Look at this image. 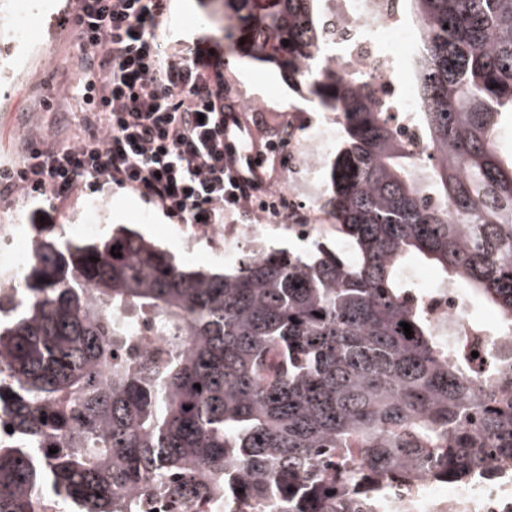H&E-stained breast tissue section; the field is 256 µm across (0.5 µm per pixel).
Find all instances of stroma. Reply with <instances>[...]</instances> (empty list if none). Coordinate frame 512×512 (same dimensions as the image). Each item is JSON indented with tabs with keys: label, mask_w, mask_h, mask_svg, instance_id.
<instances>
[{
	"label": "stroma",
	"mask_w": 512,
	"mask_h": 512,
	"mask_svg": "<svg viewBox=\"0 0 512 512\" xmlns=\"http://www.w3.org/2000/svg\"><path fill=\"white\" fill-rule=\"evenodd\" d=\"M78 0H0L7 22H20L27 31L32 53L24 70L14 62L20 51L0 40V168L17 165L35 144L71 145L79 129L84 104L81 81L94 52L82 49L71 19ZM201 0H167L166 19L158 29L160 43L175 40L186 46L216 49L224 55V82L235 96L254 104L244 113L257 141L276 136L287 126L290 106L306 105L305 88L291 85L287 75L268 64L239 54L233 29L227 23H203ZM98 204L97 236L120 226L141 233L161 248L183 257L176 220L153 203L119 188L74 196L65 208L37 206L21 191L0 200V226L22 224L27 229L45 225L78 240L91 204Z\"/></svg>",
	"instance_id": "1"
}]
</instances>
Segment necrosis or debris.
Returning <instances> with one entry per match:
<instances>
[{
  "mask_svg": "<svg viewBox=\"0 0 512 512\" xmlns=\"http://www.w3.org/2000/svg\"><path fill=\"white\" fill-rule=\"evenodd\" d=\"M322 40L318 61L334 64L337 74H352L367 85L376 104L389 103L394 125L415 163H423L430 150L417 112L424 105L416 94V69L424 55L423 31L409 20L403 0H326L321 12ZM342 135L338 116L313 119L296 112L288 119V139L275 152L286 168L289 190L288 222L282 232L305 242L320 240L323 227L315 212L325 185L321 173ZM182 246L195 257V245L210 246L235 259L240 249L260 254L264 224L182 225ZM33 246L23 234L7 235L0 244V301H18L24 270ZM409 296L422 305L438 334L470 353L475 370L492 366L501 350H512V329L503 324L474 321L465 288L457 284H430L407 274ZM125 335L115 337V353L128 360L153 357L165 348L155 324L126 312ZM356 497L373 496L371 512H512V460L492 458L484 468L448 481L423 474L409 481L372 477L354 488Z\"/></svg>",
  "mask_w": 512,
  "mask_h": 512,
  "instance_id": "necrosis-or-debris-1",
  "label": "necrosis or debris"
}]
</instances>
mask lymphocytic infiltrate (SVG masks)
<instances>
[{"label": "lymphocytic infiltrate", "instance_id": "f902f5d3", "mask_svg": "<svg viewBox=\"0 0 512 512\" xmlns=\"http://www.w3.org/2000/svg\"><path fill=\"white\" fill-rule=\"evenodd\" d=\"M165 9L164 0H79L77 37L100 54L77 141L33 147L21 164L0 169V194L21 188L57 208L113 184L185 224L279 216L261 168L236 155L243 125L223 59L176 44L163 53Z\"/></svg>", "mask_w": 512, "mask_h": 512}]
</instances>
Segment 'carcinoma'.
I'll return each mask as SVG.
<instances>
[{"label":"carcinoma","instance_id":"cac0c4a2","mask_svg":"<svg viewBox=\"0 0 512 512\" xmlns=\"http://www.w3.org/2000/svg\"><path fill=\"white\" fill-rule=\"evenodd\" d=\"M408 2L435 156L422 177L359 78L308 70L325 0H206L204 20L233 23L245 56L341 115L324 207L350 257L320 242L217 274L123 228L66 245L36 230L26 302L0 331L15 376L0 409L23 437L0 445V512H38L41 488L67 512H143L147 495L361 512L348 491L364 470L434 460L462 475L512 455V354L469 372L402 278L408 259L431 262L512 320V153L497 141L512 121V0ZM123 311L156 322L166 359L114 355Z\"/></svg>","mask_w":512,"mask_h":512}]
</instances>
